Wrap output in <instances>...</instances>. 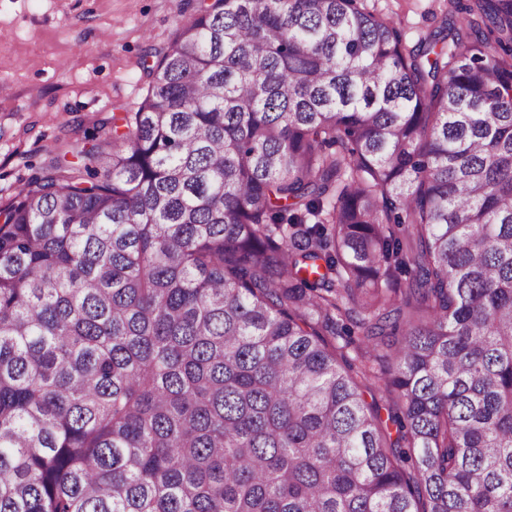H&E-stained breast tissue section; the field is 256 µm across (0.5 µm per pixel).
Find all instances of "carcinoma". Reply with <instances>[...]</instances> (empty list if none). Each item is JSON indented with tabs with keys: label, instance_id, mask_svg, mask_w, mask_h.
Here are the masks:
<instances>
[{
	"label": "carcinoma",
	"instance_id": "obj_1",
	"mask_svg": "<svg viewBox=\"0 0 512 512\" xmlns=\"http://www.w3.org/2000/svg\"><path fill=\"white\" fill-rule=\"evenodd\" d=\"M448 15L211 0L0 206V512H512V0ZM364 4L391 18L407 46L437 27L448 10L447 0H365Z\"/></svg>",
	"mask_w": 512,
	"mask_h": 512
}]
</instances>
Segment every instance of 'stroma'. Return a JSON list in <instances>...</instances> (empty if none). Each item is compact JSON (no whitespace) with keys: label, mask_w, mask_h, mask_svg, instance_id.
Returning <instances> with one entry per match:
<instances>
[{"label":"stroma","mask_w":512,"mask_h":512,"mask_svg":"<svg viewBox=\"0 0 512 512\" xmlns=\"http://www.w3.org/2000/svg\"><path fill=\"white\" fill-rule=\"evenodd\" d=\"M197 0H0V203L50 148L91 143L100 120L136 111L147 67ZM405 45L437 27L447 0H365Z\"/></svg>","instance_id":"stroma-1"}]
</instances>
